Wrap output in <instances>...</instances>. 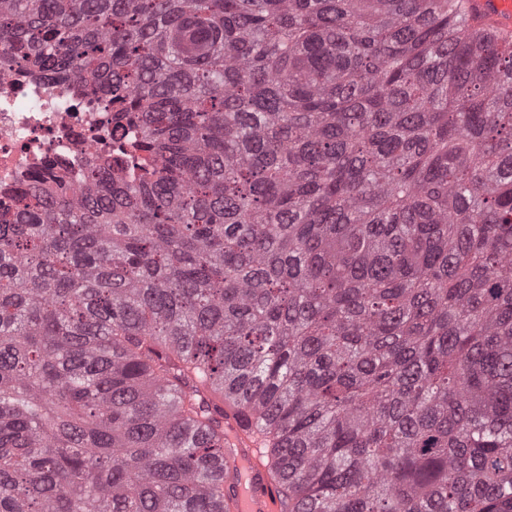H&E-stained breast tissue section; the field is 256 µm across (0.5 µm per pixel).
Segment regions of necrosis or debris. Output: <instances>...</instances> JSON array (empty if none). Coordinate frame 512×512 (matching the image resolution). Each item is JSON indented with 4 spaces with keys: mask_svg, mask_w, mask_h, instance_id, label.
Returning a JSON list of instances; mask_svg holds the SVG:
<instances>
[{
    "mask_svg": "<svg viewBox=\"0 0 512 512\" xmlns=\"http://www.w3.org/2000/svg\"><path fill=\"white\" fill-rule=\"evenodd\" d=\"M78 81L58 82L0 61V209L12 207L32 176L81 186L103 157H120L139 131Z\"/></svg>",
    "mask_w": 512,
    "mask_h": 512,
    "instance_id": "necrosis-or-debris-1",
    "label": "necrosis or debris"
}]
</instances>
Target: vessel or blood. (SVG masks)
Listing matches in <instances>:
<instances>
[{"mask_svg":"<svg viewBox=\"0 0 512 512\" xmlns=\"http://www.w3.org/2000/svg\"><path fill=\"white\" fill-rule=\"evenodd\" d=\"M501 32L512 34V0H470ZM264 452L247 421L235 414L224 420L225 512H279V491Z\"/></svg>","mask_w":512,"mask_h":512,"instance_id":"1","label":"vessel or blood"}]
</instances>
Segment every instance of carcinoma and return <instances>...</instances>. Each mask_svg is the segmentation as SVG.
<instances>
[{
    "label": "carcinoma",
    "mask_w": 512,
    "mask_h": 512,
    "mask_svg": "<svg viewBox=\"0 0 512 512\" xmlns=\"http://www.w3.org/2000/svg\"><path fill=\"white\" fill-rule=\"evenodd\" d=\"M158 159L0 215V512H512V42L467 0H0ZM265 453L247 421L228 411L224 419V511L279 512V491Z\"/></svg>",
    "instance_id": "carcinoma-1"
}]
</instances>
